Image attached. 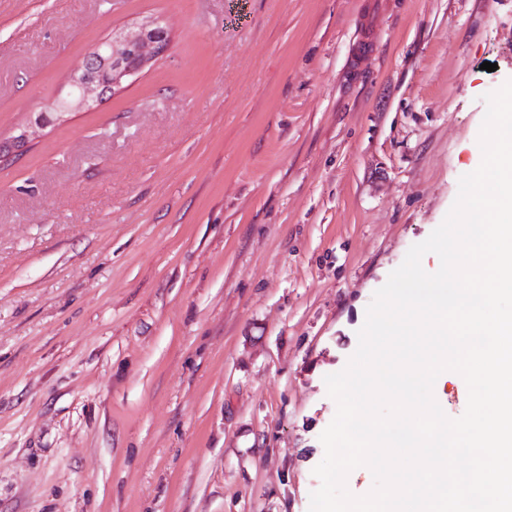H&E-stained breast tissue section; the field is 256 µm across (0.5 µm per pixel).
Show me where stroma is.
<instances>
[{
	"label": "stroma",
	"instance_id": "35a3bbf8",
	"mask_svg": "<svg viewBox=\"0 0 512 512\" xmlns=\"http://www.w3.org/2000/svg\"><path fill=\"white\" fill-rule=\"evenodd\" d=\"M148 17L151 68L0 164V512H309L325 378L480 164L512 0H0V139Z\"/></svg>",
	"mask_w": 512,
	"mask_h": 512
}]
</instances>
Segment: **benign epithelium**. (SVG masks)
<instances>
[{
    "instance_id": "7a95c632",
    "label": "benign epithelium",
    "mask_w": 512,
    "mask_h": 512,
    "mask_svg": "<svg viewBox=\"0 0 512 512\" xmlns=\"http://www.w3.org/2000/svg\"><path fill=\"white\" fill-rule=\"evenodd\" d=\"M169 44V32L160 20L150 19L134 30L119 32L95 46L77 74L71 77L67 90L30 113V120L10 141H0V162L4 154L25 150L51 125L65 122L101 102L122 88L123 84L152 64Z\"/></svg>"
}]
</instances>
